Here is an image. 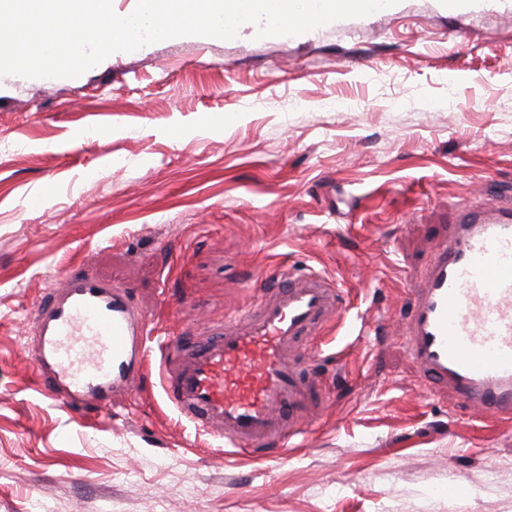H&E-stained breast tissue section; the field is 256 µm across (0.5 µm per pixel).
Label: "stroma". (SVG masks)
<instances>
[{"mask_svg":"<svg viewBox=\"0 0 512 512\" xmlns=\"http://www.w3.org/2000/svg\"><path fill=\"white\" fill-rule=\"evenodd\" d=\"M257 31L0 76V512H512V422L427 384L404 333L449 213L512 197V0ZM282 267L341 299L298 447L196 433L156 373L100 411L36 387L28 331L70 269L160 338Z\"/></svg>","mask_w":512,"mask_h":512,"instance_id":"35a3bbf8","label":"stroma"}]
</instances>
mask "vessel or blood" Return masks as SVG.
Masks as SVG:
<instances>
[{"label":"vessel or blood","instance_id":"b4317fda","mask_svg":"<svg viewBox=\"0 0 512 512\" xmlns=\"http://www.w3.org/2000/svg\"><path fill=\"white\" fill-rule=\"evenodd\" d=\"M339 293L314 273H278L259 304L159 346L161 388L197 431L254 452L302 435L321 393L301 360L340 314ZM30 353L46 396L106 408L150 370V322L128 288L69 273L39 303ZM424 379L465 406L512 419V205L449 218L405 323Z\"/></svg>","mask_w":512,"mask_h":512}]
</instances>
